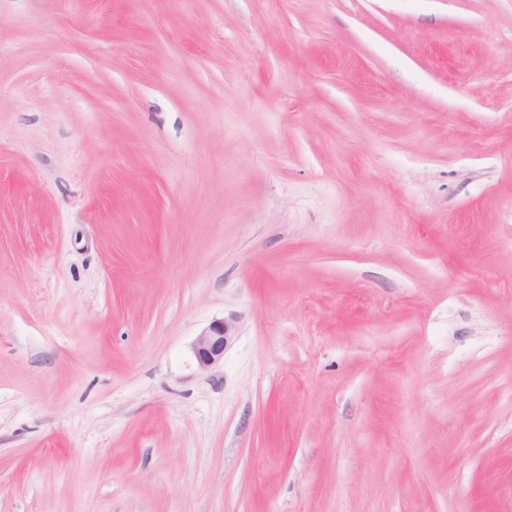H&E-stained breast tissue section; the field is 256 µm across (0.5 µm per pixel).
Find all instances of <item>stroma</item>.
<instances>
[{
	"instance_id": "1",
	"label": "stroma",
	"mask_w": 512,
	"mask_h": 512,
	"mask_svg": "<svg viewBox=\"0 0 512 512\" xmlns=\"http://www.w3.org/2000/svg\"><path fill=\"white\" fill-rule=\"evenodd\" d=\"M0 512H512V0H0ZM232 331V323L226 319H215L199 332L190 343L199 369L208 370L224 358V349Z\"/></svg>"
}]
</instances>
